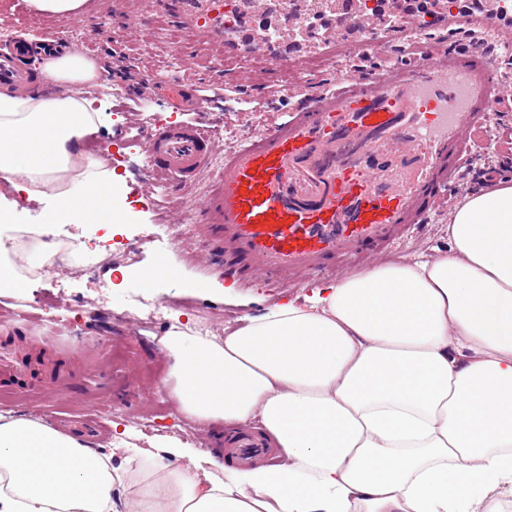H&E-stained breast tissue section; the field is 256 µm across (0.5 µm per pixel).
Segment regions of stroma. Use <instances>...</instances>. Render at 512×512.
<instances>
[{"mask_svg": "<svg viewBox=\"0 0 512 512\" xmlns=\"http://www.w3.org/2000/svg\"><path fill=\"white\" fill-rule=\"evenodd\" d=\"M159 11L173 15L169 27L150 29L145 38L125 31L127 17L149 22ZM174 12L171 0H89L82 15L39 18L28 11L25 0H0V42L17 36L39 37L48 30L55 36L66 35L71 51L94 53L106 69L100 85L82 91L100 115L98 130L84 148L93 156L105 148L123 155L118 172L123 177L126 216L112 232L141 239L135 254L117 247L106 252L98 242L102 228L53 225L57 236L77 241L94 257L98 273L89 275L85 267L62 257L41 275L27 278L20 295L0 296V317L13 312L16 321L26 326L18 352L28 363L35 385L24 396L0 393V415L29 416L50 426L60 419L91 418L100 426L93 435L99 453H111L119 437L128 448L184 449V456L166 458L170 465L182 467L189 462L188 450L211 452L220 447L224 425L186 421L168 381L170 360L159 344L167 328L142 330L132 299L175 298L182 324L192 329L209 324L210 335L220 337L225 327L237 324L243 315L301 297L304 288L299 282L286 288H267L258 282L235 289L226 298L214 294L215 285L225 280L212 251L218 227L208 222L198 205L216 189L223 162H214L187 184L161 181L150 188L142 180L144 153L137 142L142 128L184 121L218 131L228 143L289 119L287 107L280 102L285 82L282 67H267L260 80L247 81L242 59L220 60L218 50L194 36ZM159 73L170 83L185 79L189 94L207 104V111H183L159 100L138 99L134 79ZM228 87L241 91L243 103L225 100ZM501 137L512 138V104L489 114L471 155L463 161L464 169L499 167L506 157L496 145ZM478 188L475 182L465 187L450 182L449 204L432 213L429 223L412 226L381 245L382 259L446 252L453 206ZM54 201L50 192L31 196L7 189L0 193V206L13 210L17 223L23 225H37L40 213L51 209ZM165 259L174 263L178 277L144 287L140 274ZM104 298L112 304L111 313L98 309ZM49 306L64 319L72 317L73 307L81 308L84 345L71 344L65 327L49 330L42 319ZM62 368L70 370L69 380L51 385V376Z\"/></svg>", "mask_w": 512, "mask_h": 512, "instance_id": "stroma-1", "label": "stroma"}]
</instances>
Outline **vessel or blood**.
I'll use <instances>...</instances> for the list:
<instances>
[{"label":"vessel or blood","mask_w":512,"mask_h":512,"mask_svg":"<svg viewBox=\"0 0 512 512\" xmlns=\"http://www.w3.org/2000/svg\"><path fill=\"white\" fill-rule=\"evenodd\" d=\"M348 2V12L328 13L300 43L294 20L286 19L272 45L258 35L268 22L267 0H244L249 26L235 28L230 40L224 28L202 21L200 0H174V6L200 38L222 44L225 55L276 62L291 50L305 58L334 48L343 41L340 20L353 30L346 41L357 51L385 39V17L364 12L362 0ZM506 2L494 0L490 10L461 18L462 29L477 42L467 53L433 42L419 59L382 74L366 78L347 67L335 87L317 94L285 88L291 119L226 147L219 187L200 205L222 226L213 247L225 268L257 272L278 284L321 275L360 247L422 223L489 112L512 102V73H491L480 48L490 39L512 47V27L501 20ZM31 52L16 44L0 47L1 84L25 92L39 87L23 63ZM161 92L188 109H205L179 82L162 91L144 78L137 88L144 100ZM216 139L188 123L147 129L141 137L145 168L172 181L191 180L213 163ZM28 372L13 343H0V390L25 392ZM236 445L238 461L249 462L264 441L245 432Z\"/></svg>","instance_id":"vessel-or-blood-1"}]
</instances>
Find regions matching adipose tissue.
Here are the masks:
<instances>
[{
  "label": "adipose tissue",
  "mask_w": 512,
  "mask_h": 512,
  "mask_svg": "<svg viewBox=\"0 0 512 512\" xmlns=\"http://www.w3.org/2000/svg\"><path fill=\"white\" fill-rule=\"evenodd\" d=\"M96 59L47 49L55 95L0 88V184L57 193L53 224L121 223L119 177L85 159ZM448 253L311 287L218 339L160 340L183 413L260 421L278 463L156 460L135 512H492L512 498V181L471 192ZM125 465L26 417L0 416V512H114Z\"/></svg>",
  "instance_id": "1"
}]
</instances>
